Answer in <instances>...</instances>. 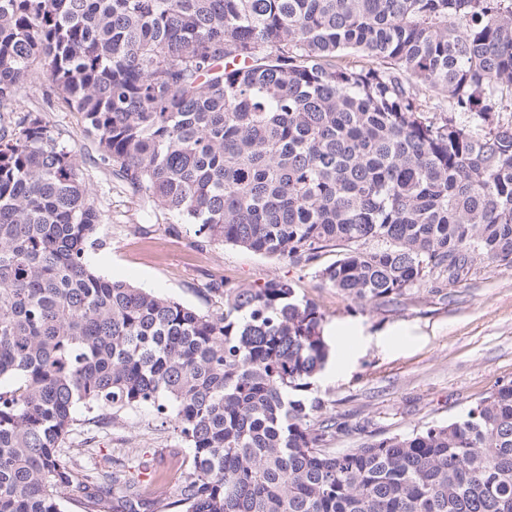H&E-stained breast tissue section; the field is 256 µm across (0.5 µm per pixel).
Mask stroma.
<instances>
[{
  "label": "stroma",
  "mask_w": 512,
  "mask_h": 512,
  "mask_svg": "<svg viewBox=\"0 0 512 512\" xmlns=\"http://www.w3.org/2000/svg\"><path fill=\"white\" fill-rule=\"evenodd\" d=\"M48 91V81L40 80L11 108L17 114L41 112L71 149L101 215L102 244L88 253L99 274L203 312L224 306L211 285L285 277L319 307L327 324H361L355 366L312 382L327 415L347 426L332 443L336 450L459 418L497 385L512 381V268L483 266L460 283L440 279L393 303L355 299L315 275L316 267L336 261V248L324 250L315 266H295L210 243L194 225L146 208L96 164L97 145L81 115ZM67 445L79 464L124 468L151 499L172 496L188 474L186 448L146 408L78 412Z\"/></svg>",
  "instance_id": "35a3bbf8"
}]
</instances>
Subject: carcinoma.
Returning <instances> with one entry per match:
<instances>
[{
  "mask_svg": "<svg viewBox=\"0 0 512 512\" xmlns=\"http://www.w3.org/2000/svg\"><path fill=\"white\" fill-rule=\"evenodd\" d=\"M368 57L365 67L346 60ZM44 74L132 194L209 241L390 302L512 267V0H0V108ZM438 90L447 110L432 107ZM99 211L41 113L0 131V512H512V382L337 452L305 396L324 315L292 280L202 312L98 274ZM150 408L175 499L64 447L77 411Z\"/></svg>",
  "mask_w": 512,
  "mask_h": 512,
  "instance_id": "1",
  "label": "carcinoma"
}]
</instances>
